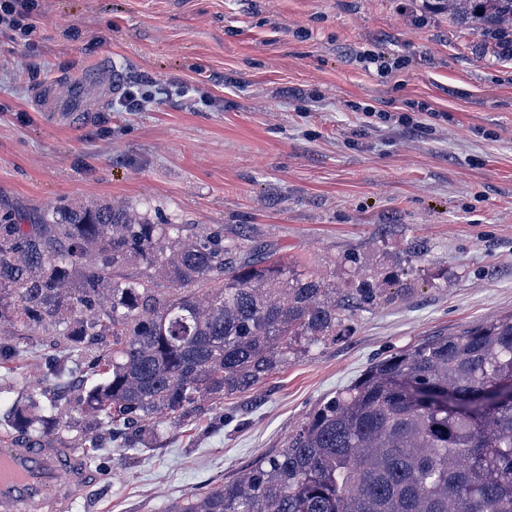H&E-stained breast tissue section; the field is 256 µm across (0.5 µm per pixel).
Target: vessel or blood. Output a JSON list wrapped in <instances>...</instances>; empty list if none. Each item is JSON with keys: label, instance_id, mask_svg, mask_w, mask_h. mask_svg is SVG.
Wrapping results in <instances>:
<instances>
[{"label": "vessel or blood", "instance_id": "obj_1", "mask_svg": "<svg viewBox=\"0 0 512 512\" xmlns=\"http://www.w3.org/2000/svg\"><path fill=\"white\" fill-rule=\"evenodd\" d=\"M99 86L86 88L71 84L66 96H57L53 89L42 90L36 98L38 110L72 120L77 116L99 111L107 97L104 88H118L110 62L99 65ZM90 474L82 459L61 455L55 448L29 445H0V512H32L34 507L47 506L52 512H63L68 485L88 482Z\"/></svg>", "mask_w": 512, "mask_h": 512}]
</instances>
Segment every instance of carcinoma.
I'll return each instance as SVG.
<instances>
[{
    "label": "carcinoma",
    "instance_id": "carcinoma-1",
    "mask_svg": "<svg viewBox=\"0 0 512 512\" xmlns=\"http://www.w3.org/2000/svg\"><path fill=\"white\" fill-rule=\"evenodd\" d=\"M512 55V0H424ZM383 289L338 293L319 276L155 224L126 205L81 202L0 214V328L40 336L58 375L91 383L68 403L131 431L209 410L311 349ZM67 407L43 387L14 413L41 437ZM167 512H512V315L436 336L372 365L236 480Z\"/></svg>",
    "mask_w": 512,
    "mask_h": 512
}]
</instances>
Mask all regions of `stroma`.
I'll list each match as a JSON object with an SVG mask.
<instances>
[{
    "label": "stroma",
    "instance_id": "stroma-1",
    "mask_svg": "<svg viewBox=\"0 0 512 512\" xmlns=\"http://www.w3.org/2000/svg\"><path fill=\"white\" fill-rule=\"evenodd\" d=\"M0 25V209L120 202L223 231L341 291L385 296L335 339L216 409L161 424L151 448L103 425L37 439L91 458L68 512H166L284 447L372 364L512 313V59L422 0H35ZM373 50L392 73L365 69ZM110 56L139 107L76 124L34 111ZM0 364V442L50 384L52 352ZM28 1L31 0H2L0 2L2 21L24 35H29L35 28L32 19L34 4Z\"/></svg>",
    "mask_w": 512,
    "mask_h": 512
}]
</instances>
